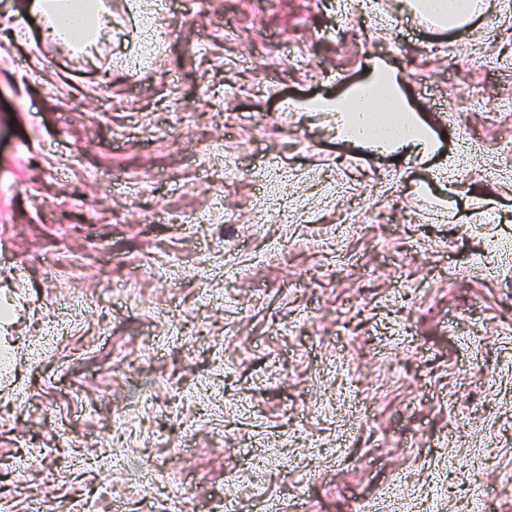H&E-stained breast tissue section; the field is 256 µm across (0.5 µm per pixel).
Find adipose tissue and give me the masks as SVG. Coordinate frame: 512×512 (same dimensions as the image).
<instances>
[{
  "label": "adipose tissue",
  "instance_id": "1",
  "mask_svg": "<svg viewBox=\"0 0 512 512\" xmlns=\"http://www.w3.org/2000/svg\"><path fill=\"white\" fill-rule=\"evenodd\" d=\"M32 14H51L50 34L83 40L92 48L106 34V15L98 0H27ZM415 14H427L445 27L467 25L476 9L474 0H412ZM340 134L350 140L428 155L436 143L423 119L405 99L399 82L380 66H373L357 87L329 105Z\"/></svg>",
  "mask_w": 512,
  "mask_h": 512
}]
</instances>
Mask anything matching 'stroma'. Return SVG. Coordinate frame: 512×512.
Segmentation results:
<instances>
[{"instance_id":"35a3bbf8","label":"stroma","mask_w":512,"mask_h":512,"mask_svg":"<svg viewBox=\"0 0 512 512\" xmlns=\"http://www.w3.org/2000/svg\"><path fill=\"white\" fill-rule=\"evenodd\" d=\"M482 2L106 0L88 58L0 0V512H168L175 471L182 512H512V0ZM377 60L431 157L291 110ZM410 5L415 14L425 13L442 21L437 25L444 28L465 26L476 13L473 0H413Z\"/></svg>"}]
</instances>
